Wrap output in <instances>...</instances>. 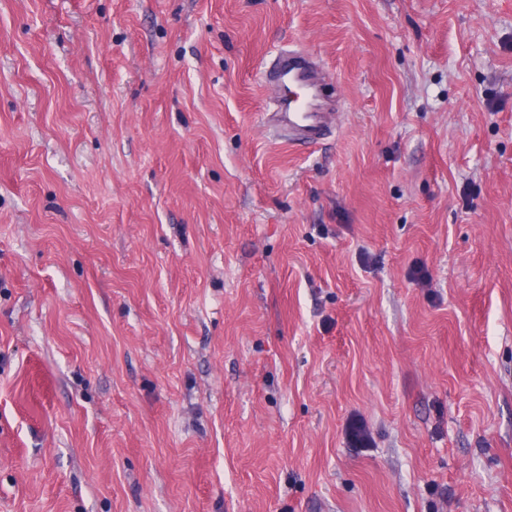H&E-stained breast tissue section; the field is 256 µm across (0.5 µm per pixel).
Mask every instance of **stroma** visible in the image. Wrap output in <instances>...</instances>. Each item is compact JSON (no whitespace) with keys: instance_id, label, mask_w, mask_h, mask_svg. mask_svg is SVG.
I'll return each instance as SVG.
<instances>
[{"instance_id":"35a3bbf8","label":"stroma","mask_w":512,"mask_h":512,"mask_svg":"<svg viewBox=\"0 0 512 512\" xmlns=\"http://www.w3.org/2000/svg\"><path fill=\"white\" fill-rule=\"evenodd\" d=\"M0 512H512V0H0ZM331 76L304 49L286 50L263 74L273 91L265 121L270 130L288 132L290 141L317 143L340 116L338 101L325 94Z\"/></svg>"}]
</instances>
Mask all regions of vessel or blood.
<instances>
[{"label":"vessel or blood","mask_w":512,"mask_h":512,"mask_svg":"<svg viewBox=\"0 0 512 512\" xmlns=\"http://www.w3.org/2000/svg\"><path fill=\"white\" fill-rule=\"evenodd\" d=\"M330 81L311 52H281L263 74L265 88L273 92L265 114L268 128L287 132L292 141L323 140L334 128L340 110L338 101L325 93Z\"/></svg>","instance_id":"1"}]
</instances>
